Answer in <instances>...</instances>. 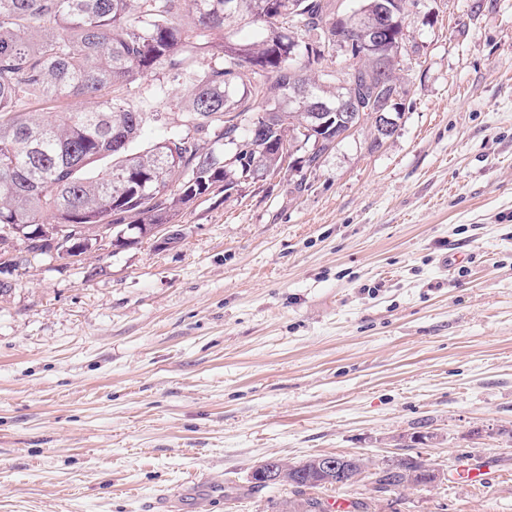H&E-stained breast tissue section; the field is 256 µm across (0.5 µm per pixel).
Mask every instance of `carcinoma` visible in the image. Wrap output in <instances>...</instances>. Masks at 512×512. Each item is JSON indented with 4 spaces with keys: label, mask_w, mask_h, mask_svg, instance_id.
Here are the masks:
<instances>
[{
    "label": "carcinoma",
    "mask_w": 512,
    "mask_h": 512,
    "mask_svg": "<svg viewBox=\"0 0 512 512\" xmlns=\"http://www.w3.org/2000/svg\"><path fill=\"white\" fill-rule=\"evenodd\" d=\"M379 2L342 12L335 0H0V248L38 224L67 226L72 246L80 224L144 238L216 183L228 197L293 170L309 144L305 165L315 168L341 134L336 108L361 90L357 119L381 145L373 114L402 116L396 53L409 0H397L384 55L357 34ZM243 22L260 38H239ZM338 25L349 39L340 57L322 52ZM157 72L149 99L181 110L184 124L137 151L144 126L164 116L124 91ZM70 98L87 106L70 110ZM351 460L366 472V459ZM314 462L298 463L307 483L285 473L294 498L280 512H328L306 495L334 486ZM421 469L418 456L378 464L366 472L370 492L425 487Z\"/></svg>",
    "instance_id": "carcinoma-1"
}]
</instances>
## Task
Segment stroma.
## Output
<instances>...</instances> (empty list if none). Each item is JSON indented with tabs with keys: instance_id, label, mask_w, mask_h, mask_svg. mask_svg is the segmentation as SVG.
<instances>
[{
	"instance_id": "obj_1",
	"label": "stroma",
	"mask_w": 512,
	"mask_h": 512,
	"mask_svg": "<svg viewBox=\"0 0 512 512\" xmlns=\"http://www.w3.org/2000/svg\"><path fill=\"white\" fill-rule=\"evenodd\" d=\"M404 115L183 211L182 240L0 273V512H211L274 457L444 465L435 487L316 489L367 512H512V0H410ZM488 484L458 479L460 463ZM221 500H224V485L211 481L207 476H201L173 491L159 493L153 504V512H172V505L176 503L190 509H198L201 505L211 506Z\"/></svg>"
}]
</instances>
